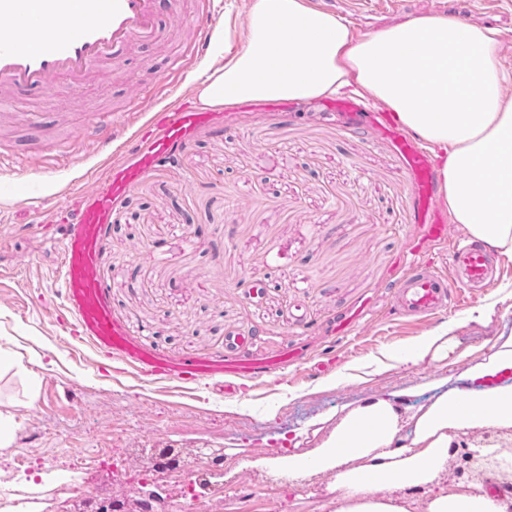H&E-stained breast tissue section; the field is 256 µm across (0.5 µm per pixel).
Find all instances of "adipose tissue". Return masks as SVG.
<instances>
[{
    "label": "adipose tissue",
    "mask_w": 512,
    "mask_h": 512,
    "mask_svg": "<svg viewBox=\"0 0 512 512\" xmlns=\"http://www.w3.org/2000/svg\"><path fill=\"white\" fill-rule=\"evenodd\" d=\"M512 74L497 31L427 13L364 38L341 15L310 0H253L240 49L197 88L202 106L366 95L402 127L439 148L448 211L468 235L512 253ZM463 386L405 411L400 393L366 400L336 418L313 451L289 453L295 479L332 474L333 512H407L380 495L426 488V512H504L493 494L441 485L457 437L512 429V336L500 337L464 372Z\"/></svg>",
    "instance_id": "1"
}]
</instances>
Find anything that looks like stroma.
<instances>
[{
	"instance_id": "35a3bbf8",
	"label": "stroma",
	"mask_w": 512,
	"mask_h": 512,
	"mask_svg": "<svg viewBox=\"0 0 512 512\" xmlns=\"http://www.w3.org/2000/svg\"><path fill=\"white\" fill-rule=\"evenodd\" d=\"M313 2L359 35L426 12L456 15L497 29L512 65V0ZM168 61L162 46L139 44L83 91L63 87L58 102H39L60 143L55 152L19 155L25 132L0 125V142L13 145L0 155V350L30 371L0 374V411L14 425L0 470L29 469L23 512H90L102 498L137 499L140 480L153 477L145 463L151 449L170 448L185 484L170 490L165 512H329L330 475L289 483L275 471L279 457L294 446L318 447L322 437L307 425L344 406L399 392L416 407L458 386L470 362L512 334V254L457 310L400 319L391 311L392 285L406 264L443 266L448 253L419 244L410 173L375 117L379 104L365 101L350 114L330 98L219 110L174 161L114 203L96 273L113 315L142 348L179 361L222 353L226 337L249 336V357L289 364L276 377L245 381L235 396L210 381L190 394L136 381L71 338L54 288L61 229L43 216L119 160L90 132L107 113L121 114L125 126L115 137L125 141L144 121L136 96ZM34 191L38 213L25 204ZM360 309L365 317L353 320ZM449 324L459 354L403 363ZM328 352L333 369L316 374ZM100 448L108 457L73 482L71 466ZM200 448L224 454L220 501L185 488L206 475ZM62 484L69 490L60 497ZM245 487L255 491L248 502L239 498Z\"/></svg>"
}]
</instances>
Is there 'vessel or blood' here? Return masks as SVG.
<instances>
[{
    "instance_id": "1",
    "label": "vessel or blood",
    "mask_w": 512,
    "mask_h": 512,
    "mask_svg": "<svg viewBox=\"0 0 512 512\" xmlns=\"http://www.w3.org/2000/svg\"><path fill=\"white\" fill-rule=\"evenodd\" d=\"M198 4L193 47L175 52L173 69L161 71L156 90L143 93L149 117L133 135L134 149L124 162L109 166L105 181L82 193L79 204L67 212L60 240L62 288L81 342L112 353L137 381L192 390L201 379L220 378L231 394L238 391L239 379L262 380L276 370V363L246 358V341L238 337L226 338L223 356L212 360L172 364L160 354L141 351L114 322L107 287L93 271L100 230L110 220L113 202L170 161L187 144L190 131L209 119L208 113L174 98L188 66L207 44L209 22L222 9L221 0ZM160 8V0H0V106L34 95L51 97L59 79L79 91L98 71L125 60L134 45L167 41ZM396 146L411 173L417 223L425 226L429 244L449 247L447 270L413 262L393 285L395 314L426 318L454 309L465 296L487 287L496 256L485 243L449 241L436 204L438 178L429 154L401 133Z\"/></svg>"
}]
</instances>
